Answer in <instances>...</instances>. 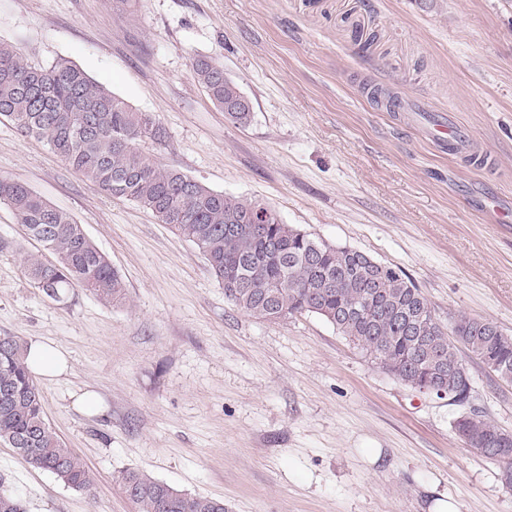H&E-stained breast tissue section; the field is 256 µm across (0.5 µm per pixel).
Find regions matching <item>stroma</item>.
Here are the masks:
<instances>
[{"instance_id": "35a3bbf8", "label": "stroma", "mask_w": 512, "mask_h": 512, "mask_svg": "<svg viewBox=\"0 0 512 512\" xmlns=\"http://www.w3.org/2000/svg\"><path fill=\"white\" fill-rule=\"evenodd\" d=\"M1 41L155 114L165 137L139 148L161 165L395 268L442 324L465 314L512 336V223L493 214L512 207V0H0ZM198 57L249 98L248 125L198 84ZM440 125L463 135L460 152ZM1 177L83 224L125 285L111 304L80 288L47 297L23 263L48 251L0 205V336L66 356L65 373L33 380L92 478L72 489L0 442V487L27 512H137L129 470L228 512H434L444 497L512 512L501 464L453 429L476 410L512 433V384L477 359L469 401L452 405L316 315L238 310L189 241L4 118Z\"/></svg>"}]
</instances>
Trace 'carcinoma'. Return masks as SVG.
Here are the masks:
<instances>
[{
	"instance_id": "carcinoma-1",
	"label": "carcinoma",
	"mask_w": 512,
	"mask_h": 512,
	"mask_svg": "<svg viewBox=\"0 0 512 512\" xmlns=\"http://www.w3.org/2000/svg\"><path fill=\"white\" fill-rule=\"evenodd\" d=\"M193 71L232 123L249 124L251 106L223 68L200 57ZM0 117L45 143L102 192L133 201L170 225L199 251L225 297L245 313L269 321L317 315L383 372L413 389L432 385L454 404L468 402L472 391L462 348L512 383V336L495 323L460 314L448 328L394 268L283 223L265 203L215 192L157 163L138 149L145 138L163 139L157 118L134 109L72 62L59 58L35 66L0 42ZM0 204L55 256L51 268L36 257L25 259L24 274L34 287L55 300L73 288L105 303L124 298L119 273L68 213L2 178ZM254 215L265 234L247 229ZM453 426L471 450L512 475V437L506 431L475 411ZM0 442L70 488L83 490L91 482L85 464L46 420L25 349L11 336H0ZM121 483L138 512H226L219 499L183 492L143 471L126 472Z\"/></svg>"
}]
</instances>
